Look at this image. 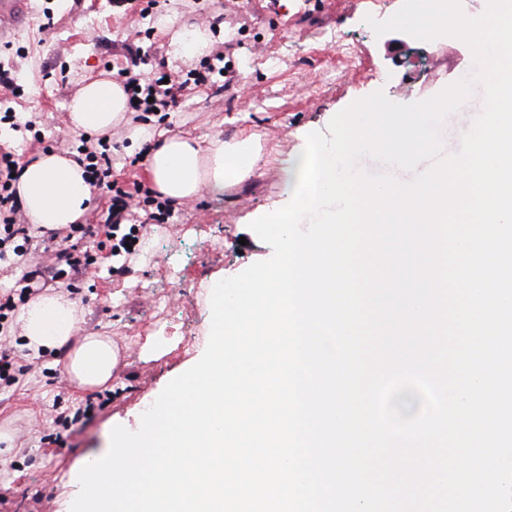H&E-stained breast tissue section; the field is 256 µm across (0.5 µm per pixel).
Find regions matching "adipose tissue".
Returning <instances> with one entry per match:
<instances>
[{
	"mask_svg": "<svg viewBox=\"0 0 512 512\" xmlns=\"http://www.w3.org/2000/svg\"><path fill=\"white\" fill-rule=\"evenodd\" d=\"M126 111L122 87L112 79L95 78L70 99L68 126L90 136L100 135L123 119ZM130 138L148 147L149 182L163 197L177 204L205 193L222 194L225 188L253 177L270 162L280 170L283 189L289 193L299 184L304 167L300 156L273 152L251 134L229 141L216 136L205 144L174 134L156 144L148 128L138 123L131 125ZM17 191L30 223L47 230L77 223L98 194L97 188L85 179L82 165L53 151L22 166ZM81 317L79 304L65 291L37 296L18 313L29 359L50 352L63 353L66 373L74 385L85 389L111 379L116 355L106 336H87L77 347H70Z\"/></svg>",
	"mask_w": 512,
	"mask_h": 512,
	"instance_id": "ef3b65f1",
	"label": "adipose tissue"
}]
</instances>
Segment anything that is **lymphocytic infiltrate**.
<instances>
[{
    "instance_id": "lymphocytic-infiltrate-1",
    "label": "lymphocytic infiltrate",
    "mask_w": 512,
    "mask_h": 512,
    "mask_svg": "<svg viewBox=\"0 0 512 512\" xmlns=\"http://www.w3.org/2000/svg\"><path fill=\"white\" fill-rule=\"evenodd\" d=\"M126 52L125 67L117 69L112 78L122 85L128 101L133 102L135 111L146 114L156 110L165 113L174 111L179 106L187 86L227 88L233 78L232 66L227 63L220 68L225 72L223 79H216L215 74L220 69L206 58L201 60L199 68L192 70L191 82L186 83L175 78L169 80L161 72L150 77L143 71L144 66L149 65L152 59L150 46L133 43L127 45ZM77 151L88 179L108 198L107 215L101 228L103 237L97 243V253L81 250L78 242L91 234V225H68L60 238L56 264L43 270H31L27 267L31 244L37 234L36 228L34 225L16 221L21 201L11 166L16 163L17 157L9 150L0 152V263L18 270L10 288L0 293V322L7 320L18 304L26 303L32 295L39 292L46 281L74 280L97 263L98 252L104 251L113 257L125 252L128 235L137 232L136 226L129 223V215L139 204L155 206L158 214L163 216L171 211L169 201L159 200L154 192L144 188L141 183H134L132 188L126 189L113 180L110 149L96 152L81 144Z\"/></svg>"
}]
</instances>
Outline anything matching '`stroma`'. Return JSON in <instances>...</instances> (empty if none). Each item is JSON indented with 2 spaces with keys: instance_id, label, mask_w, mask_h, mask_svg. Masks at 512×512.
I'll return each instance as SVG.
<instances>
[{
  "instance_id": "stroma-1",
  "label": "stroma",
  "mask_w": 512,
  "mask_h": 512,
  "mask_svg": "<svg viewBox=\"0 0 512 512\" xmlns=\"http://www.w3.org/2000/svg\"><path fill=\"white\" fill-rule=\"evenodd\" d=\"M402 0H164L156 17L172 29L222 16L224 34L212 52L229 54L242 92L187 91L179 108L154 132H184L203 140L253 133L289 154L353 101L381 90L407 104L457 81L472 66L463 41L433 44L403 35L389 45L366 16L385 20ZM52 29H45L46 15ZM140 22L112 11L108 0H31L30 13L9 44L0 43L11 76L24 94L17 110L34 121L43 141L0 125V147L28 160L68 136L65 102L87 77L108 76L126 63L124 47ZM121 146L112 166L120 184L144 181L125 124L109 133ZM276 165L220 196L178 204L168 221L152 223L128 271L109 274V260L75 280L84 310L79 336L112 339L119 363L106 388H77L56 354L22 360L15 385L0 389V432L13 450L0 468V512H70L87 460L105 455L115 426L135 429L169 382L172 370L202 356L209 340L208 301L214 275L231 277L271 257L272 248L249 228L282 194ZM90 415H82V408Z\"/></svg>"
}]
</instances>
